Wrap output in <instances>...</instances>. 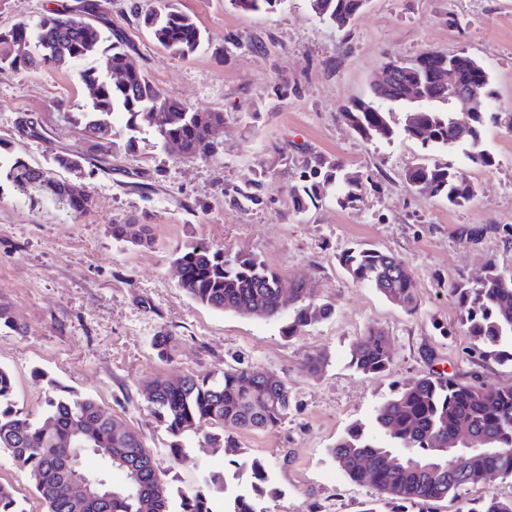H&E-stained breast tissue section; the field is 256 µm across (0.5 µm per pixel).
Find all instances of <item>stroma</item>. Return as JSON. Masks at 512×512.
<instances>
[{
  "label": "stroma",
  "mask_w": 512,
  "mask_h": 512,
  "mask_svg": "<svg viewBox=\"0 0 512 512\" xmlns=\"http://www.w3.org/2000/svg\"><path fill=\"white\" fill-rule=\"evenodd\" d=\"M108 27L123 34L129 59L171 99L195 112L231 115L224 150L207 159L142 133L134 151L118 131L111 165L81 183L91 199L81 214L38 192L0 187V304L14 323H0V367L14 380L17 406L39 415L52 386L95 398L114 419L141 434L171 489L190 490L229 467L224 454L203 452L196 437L170 459L172 442L148 408L150 381L213 374L228 367L265 368L284 376L293 406L278 427L242 431L246 456L264 461L278 494L268 512H465L487 494L512 499V476L466 486L429 502L388 504L371 486L350 481L329 454L350 424L407 382L439 373L486 386L512 385V363L482 357L459 323L450 287L483 275L489 264L512 273V132L487 126L493 167L471 165L458 151L396 138L365 141L345 122V107L369 99L390 60H412L431 48L465 53L490 73L498 104L512 110V0H368L350 30L322 22L309 0H282L272 11L244 12L229 0H176L206 41L190 58L159 47L137 13L155 0H98ZM78 0H0V27L35 22L51 6ZM260 37L265 49L236 48L229 35ZM97 54L68 68L0 71V145L29 164L54 168L57 152L90 153L77 114L90 96L79 69L104 68ZM44 139L22 135L24 120ZM343 162L364 178L360 199L329 198L295 214L288 188L297 181L301 148ZM426 162L468 169L478 195L449 207L405 183ZM264 204L236 205L233 189L257 177ZM148 228L149 243L113 239V225ZM491 224L494 232L478 235ZM204 240L258 254L284 280L301 279L334 315L297 336L262 316L199 305L179 286L175 251ZM401 256L416 283L414 312L354 283L339 262L353 244ZM384 331L394 355L388 371L367 376L350 364V348L367 328ZM176 339L160 356L154 338ZM327 364L312 376L305 357ZM0 483L12 485L24 512H45L27 473L0 452Z\"/></svg>",
  "instance_id": "35a3bbf8"
}]
</instances>
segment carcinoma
<instances>
[{"label": "carcinoma", "instance_id": "carcinoma-1", "mask_svg": "<svg viewBox=\"0 0 512 512\" xmlns=\"http://www.w3.org/2000/svg\"><path fill=\"white\" fill-rule=\"evenodd\" d=\"M244 12L272 9L280 0H232ZM323 22L343 30L351 25L368 0H309ZM96 0H79L74 8L48 12L31 25L17 22L0 29V70L36 71L45 66L62 67L99 52L107 54L112 70L122 72L114 81L89 67L79 79L91 91L90 101L79 118L89 133L97 156L92 167L109 162L117 135L114 119L125 120L126 147L131 149L138 134L150 132L157 142H179L188 158H208L224 146L228 115H201L178 101L166 98L145 72L129 65L128 44L119 36L85 19L95 11ZM155 42L180 58L194 55L204 42L198 25L176 7L175 0H158L157 7L139 18ZM435 69L453 62L460 76L479 80L488 102H495L488 71L474 58L428 49ZM419 87L418 100L404 96L403 87ZM437 82L427 73L404 70L383 89L371 86V98L358 100L342 113L346 123L365 141L375 137L391 141L402 136L421 140L425 146L459 150L474 165L491 167L495 159L485 147L487 125L511 121V112H477L467 136L460 135L452 113L440 108ZM404 106L402 120H392L391 105ZM303 170L288 189L297 214L328 197L337 189L336 202L351 201L362 187L358 173L335 160L302 148ZM60 169L81 174L87 159L57 153ZM0 170L21 188H34L66 203L80 214L91 206L80 184L60 180L52 172L33 167L20 157L0 155ZM404 179L415 192L445 199L464 207L477 196L474 181L462 169L447 164H417ZM264 179L232 195L236 203L259 205ZM112 236L132 242L148 241L144 224L112 225ZM339 262L358 284L375 288L391 302L409 311L417 307L415 282L401 257L373 247H348ZM182 288L195 302L222 312L244 314L260 310L266 318L286 321L283 333L294 336L304 328L331 317L334 306L317 303L308 284L288 283L291 302L281 300V275L258 255L239 250L227 252L205 241H193L176 251ZM451 293L459 310L464 333L488 354L512 362V274L491 264L477 283L457 282ZM353 367L367 375L386 371L393 360L389 339L378 328H370L350 350ZM148 406L157 421L176 440L171 453L181 452L178 439L193 434L200 446L235 451L232 434L238 431L273 429L288 418L292 397L288 382L260 367H230L221 374L184 375L178 379H155L150 383ZM218 426L221 432L211 431ZM468 428L474 445L465 449L453 444L456 432ZM94 448H109L112 459L96 475L106 481L108 495L101 500L78 503L68 494L74 472L64 465L71 455L84 456ZM0 449L7 450L25 470L46 512H267L261 506L267 489V465L258 458L233 460L230 474H211L204 484L178 494L180 509L171 510V491L161 478L159 464L143 438L112 418L97 400L74 393L54 392L46 399L37 418L30 417L13 402L10 373L0 368ZM347 477L368 484L391 501L444 499L479 482L487 470L512 475V385L486 388L463 383L453 376L434 373L408 384L374 414V429L362 423L350 426L333 448ZM118 472L123 481L112 483ZM249 473V488L240 487L239 475ZM0 512H22L14 489L0 484ZM466 512H512V500L487 495L478 508Z\"/></svg>", "mask_w": 512, "mask_h": 512}]
</instances>
